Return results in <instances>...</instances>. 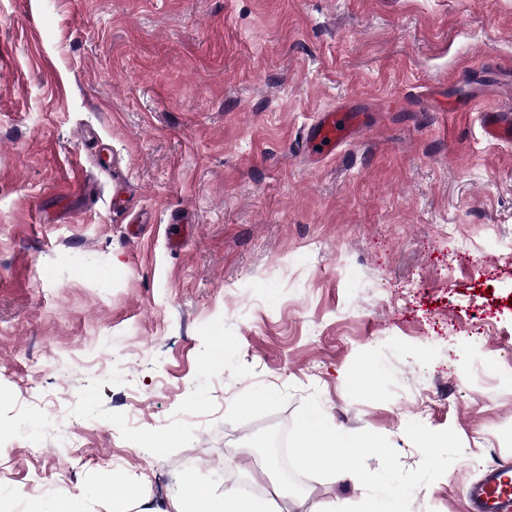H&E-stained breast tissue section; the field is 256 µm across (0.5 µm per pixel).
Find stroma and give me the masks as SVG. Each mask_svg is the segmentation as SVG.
<instances>
[{
    "label": "stroma",
    "mask_w": 512,
    "mask_h": 512,
    "mask_svg": "<svg viewBox=\"0 0 512 512\" xmlns=\"http://www.w3.org/2000/svg\"><path fill=\"white\" fill-rule=\"evenodd\" d=\"M340 105L353 138L310 156ZM495 106L512 0H0V500L253 480L247 438L315 393L407 469L408 422L453 429L462 457L412 510L466 512L512 462ZM364 497L310 478L288 512Z\"/></svg>",
    "instance_id": "35a3bbf8"
}]
</instances>
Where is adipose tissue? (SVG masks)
<instances>
[{
	"instance_id": "obj_1",
	"label": "adipose tissue",
	"mask_w": 512,
	"mask_h": 512,
	"mask_svg": "<svg viewBox=\"0 0 512 512\" xmlns=\"http://www.w3.org/2000/svg\"><path fill=\"white\" fill-rule=\"evenodd\" d=\"M288 495L285 484L278 483L270 494L259 496L233 487L215 492L195 482L183 485L181 494L172 500V512H275V499ZM88 499L100 506L103 512H134L144 502L142 486L129 480L124 474L113 475L108 488L91 487L72 494L57 493L47 506L46 512H77V499Z\"/></svg>"
}]
</instances>
